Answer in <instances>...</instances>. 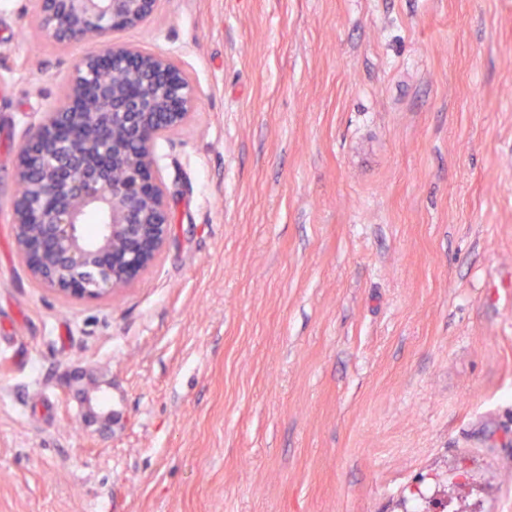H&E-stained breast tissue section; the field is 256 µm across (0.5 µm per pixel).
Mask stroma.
Instances as JSON below:
<instances>
[{"mask_svg":"<svg viewBox=\"0 0 512 512\" xmlns=\"http://www.w3.org/2000/svg\"><path fill=\"white\" fill-rule=\"evenodd\" d=\"M115 38L198 101L154 265L63 297L10 200L95 46L0 0V512H512V0H162Z\"/></svg>","mask_w":512,"mask_h":512,"instance_id":"35a3bbf8","label":"stroma"}]
</instances>
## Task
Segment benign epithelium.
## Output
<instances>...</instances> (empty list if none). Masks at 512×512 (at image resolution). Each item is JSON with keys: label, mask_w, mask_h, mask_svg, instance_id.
<instances>
[{"label": "benign epithelium", "mask_w": 512, "mask_h": 512, "mask_svg": "<svg viewBox=\"0 0 512 512\" xmlns=\"http://www.w3.org/2000/svg\"><path fill=\"white\" fill-rule=\"evenodd\" d=\"M158 3L38 0L49 40L98 46L75 67L65 103L42 113L22 141L11 200L15 228H26L15 240L28 271L63 296L99 299L128 287L170 234L154 144L187 120L197 95L170 58L112 41L147 23ZM90 210L102 216L92 243L81 231Z\"/></svg>", "instance_id": "obj_1"}]
</instances>
